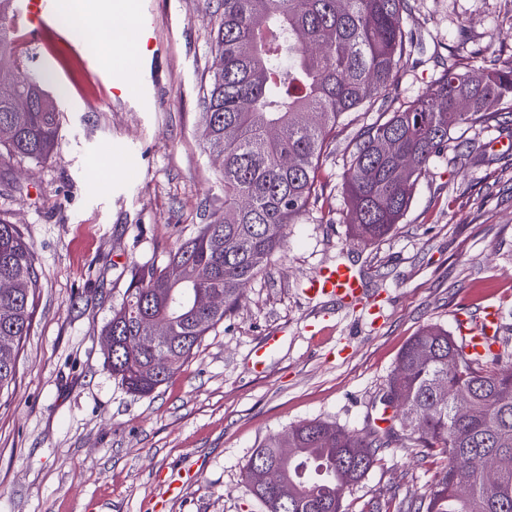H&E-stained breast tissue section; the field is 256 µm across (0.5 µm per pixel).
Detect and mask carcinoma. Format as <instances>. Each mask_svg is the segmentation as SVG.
<instances>
[{"instance_id": "obj_1", "label": "carcinoma", "mask_w": 512, "mask_h": 512, "mask_svg": "<svg viewBox=\"0 0 512 512\" xmlns=\"http://www.w3.org/2000/svg\"><path fill=\"white\" fill-rule=\"evenodd\" d=\"M408 2L220 0L201 129L206 150L223 157L224 213L165 263L136 270L112 307L106 360L128 392L147 395L178 373L287 246L289 227L318 197L320 159L344 117L393 102L415 46ZM13 3L0 0V69L16 73L0 89V129L8 131L0 137L1 166L46 161L59 146L60 112L41 107L52 94L13 48ZM476 54L459 42L435 59L424 91L360 130L342 174L351 236L365 243L387 237L433 159L448 152L452 133L500 123L502 105L512 102V59H491L477 73L470 64ZM15 98L31 107L13 110ZM0 282L7 284L0 289L1 394L15 377L42 288L33 244L1 219ZM160 330L165 337L157 340ZM386 397L397 408V431L360 435L310 420L265 438L243 470L265 512H344L345 490L397 436L447 457L408 512H512L508 343L471 355L447 329L426 326L402 348Z\"/></svg>"}]
</instances>
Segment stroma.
<instances>
[{"instance_id": "1", "label": "stroma", "mask_w": 512, "mask_h": 512, "mask_svg": "<svg viewBox=\"0 0 512 512\" xmlns=\"http://www.w3.org/2000/svg\"><path fill=\"white\" fill-rule=\"evenodd\" d=\"M86 21L51 27L49 52L28 23L23 68L64 87L60 144L43 163L0 167V217L31 240L43 288L0 394V512H262L243 467L270 434L306 420L362 433L405 343L424 326L456 333L461 315L503 310L512 337V113L498 127L464 126L458 150L434 159L400 224L382 241L349 238L343 163L373 114L339 127L319 168L321 191L292 225L288 245L248 286L181 371L147 396L109 370L102 330L133 265L164 262L224 211L221 161L200 138L202 86L218 0H139L155 19L152 43L109 61L91 22L104 0H76ZM407 23L423 53L398 85L406 101L430 83L433 55L458 35L486 56H512V0H409ZM344 262L365 299L345 306L311 296L322 267ZM279 339L263 368L254 352ZM444 455L408 441L383 449L345 495L347 512H405ZM186 481L163 498L172 474Z\"/></svg>"}]
</instances>
